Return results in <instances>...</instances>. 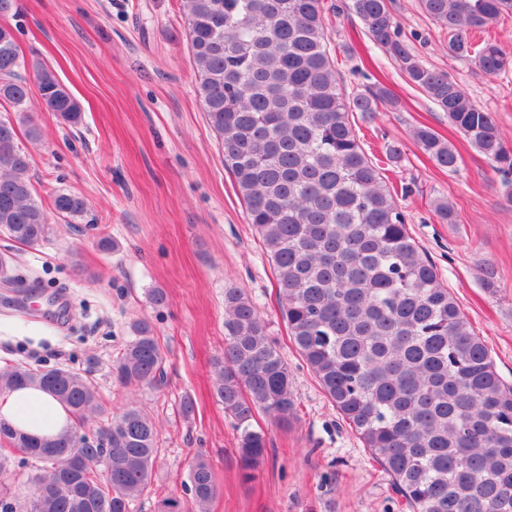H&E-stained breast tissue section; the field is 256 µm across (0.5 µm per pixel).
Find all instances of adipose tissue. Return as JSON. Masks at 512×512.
<instances>
[{"label":"adipose tissue","mask_w":512,"mask_h":512,"mask_svg":"<svg viewBox=\"0 0 512 512\" xmlns=\"http://www.w3.org/2000/svg\"><path fill=\"white\" fill-rule=\"evenodd\" d=\"M0 420L38 438L57 436L73 426L64 406L36 386L0 395Z\"/></svg>","instance_id":"1"}]
</instances>
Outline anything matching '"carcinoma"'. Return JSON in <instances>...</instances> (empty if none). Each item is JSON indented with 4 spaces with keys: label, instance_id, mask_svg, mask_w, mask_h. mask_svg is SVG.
Here are the masks:
<instances>
[{
    "label": "carcinoma",
    "instance_id": "obj_1",
    "mask_svg": "<svg viewBox=\"0 0 512 512\" xmlns=\"http://www.w3.org/2000/svg\"><path fill=\"white\" fill-rule=\"evenodd\" d=\"M448 33V50L485 77L512 70V52L476 40L512 15V0H418ZM370 41L397 65L502 177L512 204V146L495 114L476 104L442 70L427 67L402 38L392 0H349ZM197 92L224 151V166L246 205L248 223L273 265L290 341L321 388L412 512H512V385L497 374L483 341L411 234L380 167L363 151L351 118L396 108L379 81L364 91L341 87L330 52L324 0H182ZM16 0H0V100L24 110L27 83L7 18ZM44 108L76 126L82 107L55 73L43 69ZM414 139L440 169L455 172L457 150L433 129ZM30 159L11 118L0 119V231L29 245L51 225L28 176ZM63 218L82 216L84 197L52 196ZM112 364L128 387L154 386L165 357L149 323ZM38 386L75 419L96 412L94 382L70 369L0 368V395ZM213 389L237 424L242 469L267 454L252 426L259 411L286 421L297 408L288 364L245 291L224 289V353ZM81 442L69 464L47 462L48 449ZM0 479L12 476L11 452L24 455L30 497L0 489V512H135L148 492L158 454L155 422L131 406L97 436L70 430L39 439L0 420ZM188 497L170 495L160 512H207L215 495L210 463L188 473Z\"/></svg>",
    "mask_w": 512,
    "mask_h": 512
}]
</instances>
